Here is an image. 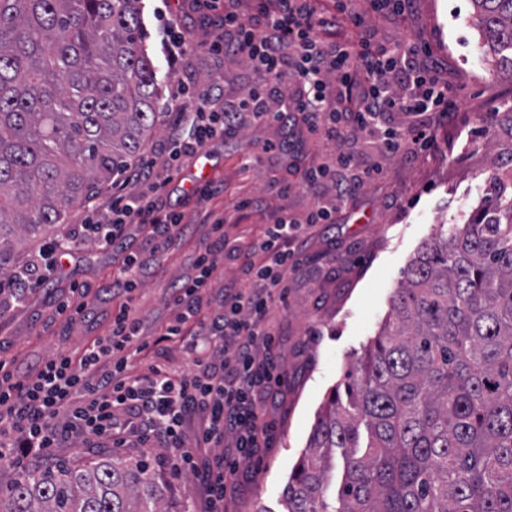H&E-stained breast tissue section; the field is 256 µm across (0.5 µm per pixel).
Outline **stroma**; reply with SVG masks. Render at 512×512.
<instances>
[{"label": "stroma", "instance_id": "1", "mask_svg": "<svg viewBox=\"0 0 512 512\" xmlns=\"http://www.w3.org/2000/svg\"><path fill=\"white\" fill-rule=\"evenodd\" d=\"M141 6L166 107L142 156L153 160L162 174L172 107L201 88L235 100L255 75L242 57L208 52L217 30L194 0H142ZM160 6L191 47L187 63L172 61L162 48L155 15ZM367 28L380 41L417 38L430 46L457 106L453 117L437 126L433 147L410 161L387 152L377 137L354 133L334 141L303 125L292 128L284 121L243 115L234 135L208 143L168 185L167 200L183 211L188 230L160 256L135 294L137 312L146 323L145 348L134 358L136 371L146 372L160 352L170 371H190V358L178 344L160 340L159 329L174 315L173 288L192 272L193 256L207 231L204 214L245 197L263 198L262 208L250 211L242 223L224 227L229 244L244 245L261 237L274 213L285 211L302 220L317 198L336 201L334 183L310 189L301 178L303 168L334 163L337 154L351 151L364 167L378 168V175L359 178L352 196L336 201L334 223L313 228L301 264L288 278L286 302L269 307L266 325L275 336L282 381L273 395L258 396L257 406L273 433L266 448L241 461L236 481L224 494V512H283L282 492L292 467L305 455L330 392L388 321L405 268L439 227L472 220L483 205L485 182L499 156L512 148V126L497 122L494 113L512 98V81L496 74L483 54L470 0H415L406 20L372 15ZM270 143L277 146L271 153L265 150ZM247 156L252 159L248 167L243 164ZM200 173L223 184V194L204 198L188 191L187 181ZM273 178L287 182L286 194L269 192ZM121 249L80 245L63 258L56 276L0 314V358L26 373L59 350L78 353L106 335ZM67 295L76 302L93 298L84 321L70 324L54 316L56 301ZM112 451L104 440L74 436L34 465L43 469L62 459L86 463Z\"/></svg>", "mask_w": 512, "mask_h": 512}]
</instances>
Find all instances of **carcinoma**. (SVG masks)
I'll use <instances>...</instances> for the list:
<instances>
[{
	"mask_svg": "<svg viewBox=\"0 0 512 512\" xmlns=\"http://www.w3.org/2000/svg\"><path fill=\"white\" fill-rule=\"evenodd\" d=\"M512 77V0H470ZM141 0H0V273L13 238L139 158L161 114ZM404 271L393 320L346 372L283 491L287 512H512V171ZM343 450L338 495L324 475ZM147 459L0 477V512H169Z\"/></svg>",
	"mask_w": 512,
	"mask_h": 512,
	"instance_id": "carcinoma-1",
	"label": "carcinoma"
}]
</instances>
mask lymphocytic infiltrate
Segmentation results:
<instances>
[{"mask_svg":"<svg viewBox=\"0 0 512 512\" xmlns=\"http://www.w3.org/2000/svg\"><path fill=\"white\" fill-rule=\"evenodd\" d=\"M351 2L336 0L334 11L327 14L318 11L316 0H258L249 18L225 8L216 20L224 39L212 48L242 55L258 81L233 104L199 93L193 105L177 107L171 170H180L208 141L235 132L241 114L266 116L273 97L289 122L305 124L328 139L379 130L389 152L413 154L431 148L435 118L447 116L456 104L437 77L430 52L412 40L351 41L335 35L346 27L362 30L371 13L405 15L412 0H366L364 10ZM287 79L295 88L285 95L280 86ZM391 112L406 113L414 122L404 131L388 128ZM132 182L144 185V192L126 194ZM168 183V177L155 173L152 161L127 169L112 184L110 205L89 206L80 224L40 248L39 262L13 271L10 297L18 301L34 280L56 270L58 257L82 243L106 249L135 232L147 244L146 249L126 252L112 280V294L120 304L106 335L80 355L54 353L24 376L0 360V463L27 462L66 436L87 434L124 446L135 435L141 442L170 449L177 474L203 478L207 512H224L226 484L237 468L225 465L220 456L198 460L195 451L223 444L228 430L236 434L240 458H249L258 447L262 423L253 394L277 382L275 354L268 350L265 358L256 356L259 347L268 349L270 344L264 319L274 300L287 298L288 277L298 267V244L314 225L332 223L334 210L319 202L305 221L285 213L276 217L257 242L237 250L242 274L258 281L259 289L225 292L217 310L207 313L203 306L224 252V225L241 221L242 211L258 208L259 202L246 198L214 216L192 275L170 296L176 315L161 330L164 340H188L194 369L176 375L155 364L149 374L139 376L132 367L144 322L133 305L135 293L159 255L185 230L183 213L164 198ZM257 252L262 262L252 259ZM228 350L235 357L229 369L219 361ZM192 415L202 417L203 428L190 446L184 425Z\"/></svg>","mask_w":512,"mask_h":512,"instance_id":"obj_1","label":"lymphocytic infiltrate"}]
</instances>
